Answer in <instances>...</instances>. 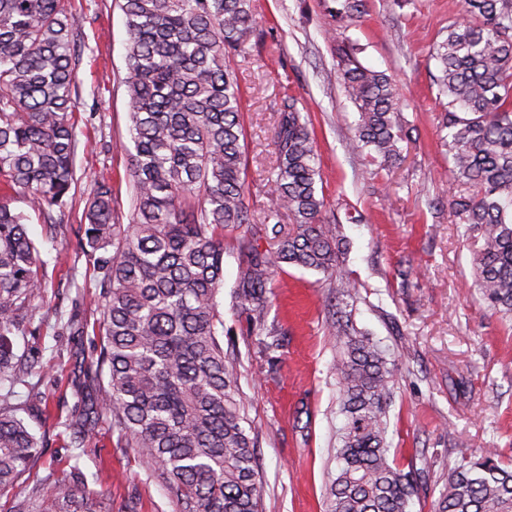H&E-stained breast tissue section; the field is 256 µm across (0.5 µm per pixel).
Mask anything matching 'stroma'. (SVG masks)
<instances>
[{
    "label": "stroma",
    "instance_id": "stroma-1",
    "mask_svg": "<svg viewBox=\"0 0 512 512\" xmlns=\"http://www.w3.org/2000/svg\"><path fill=\"white\" fill-rule=\"evenodd\" d=\"M122 0H73L81 42L78 106L91 124L80 126L72 208L57 235L32 214L28 194L11 209L28 213L29 236L47 263L45 303L33 314L36 336L17 337L15 351L38 360L39 388L48 415L29 407L24 385L9 402L51 444L20 480L27 492L72 469L114 508L180 512L161 480L131 449L116 447L110 420H101L94 446L70 444L64 424L82 409L72 380L95 354L92 335L59 336L60 320L100 316L98 290L81 252L86 201L93 181L118 190L120 221L131 208L125 87L128 33ZM255 24L245 51L227 64L237 76L245 130L246 181L255 219L270 204L275 167L271 139L284 94L298 100L317 142L318 185L348 242L343 268L357 297L340 296L334 279L292 267L278 272L268 316L280 346L265 348L250 331L233 290L244 264L233 235L224 237V349L240 362V390L255 440L263 486L262 512H326L336 472V434L344 424L336 375L339 347L329 331L338 310L378 340L398 367L389 409V456L407 468L423 451L426 471L411 512H433L461 446L496 451L512 466V321L480 299L466 227L448 219V153L439 134L441 106L432 54L449 24L462 20L463 0H365L360 16L337 17L336 0H253ZM352 49L367 68L386 73L401 94L400 118L411 137L401 163L377 171L353 148L359 113L343 86L330 79L337 51ZM71 272L68 287L61 272Z\"/></svg>",
    "mask_w": 512,
    "mask_h": 512
}]
</instances>
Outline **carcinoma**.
Masks as SVG:
<instances>
[{"label": "carcinoma", "instance_id": "cac0c4a2", "mask_svg": "<svg viewBox=\"0 0 512 512\" xmlns=\"http://www.w3.org/2000/svg\"><path fill=\"white\" fill-rule=\"evenodd\" d=\"M126 92L133 152L129 223L112 184L90 189L83 254L101 302L99 354L76 384L88 410L66 428L86 448L98 417L110 418L117 447L132 448L176 498L180 512H259L261 482L245 427L238 368L224 353V232L253 224L245 180L241 98L226 58L245 49L251 0H123ZM465 17L437 44L438 95L448 99L440 130L452 163L448 217L468 225L480 298L512 316V0H465ZM79 53L70 0H0V383L35 372L13 337L35 335L45 261L28 236L29 217L6 198L32 195L49 232L64 224L75 195ZM336 80L359 111L355 147L384 170L409 137L399 89L385 73L339 53ZM277 156L262 228L237 237L245 257L235 298L253 330L279 343L268 324L274 268L312 270L355 286L341 267L339 232L317 190V149L292 96L281 100ZM293 216L284 231L281 210ZM345 414L327 512H411L421 472L389 460L387 417L394 366L372 338L332 322ZM27 384V383H25ZM29 395L42 405L37 386ZM46 439L0 406V494L13 490ZM45 483L0 512H112V498ZM434 512H512V470L497 454L460 453Z\"/></svg>", "mask_w": 512, "mask_h": 512}]
</instances>
